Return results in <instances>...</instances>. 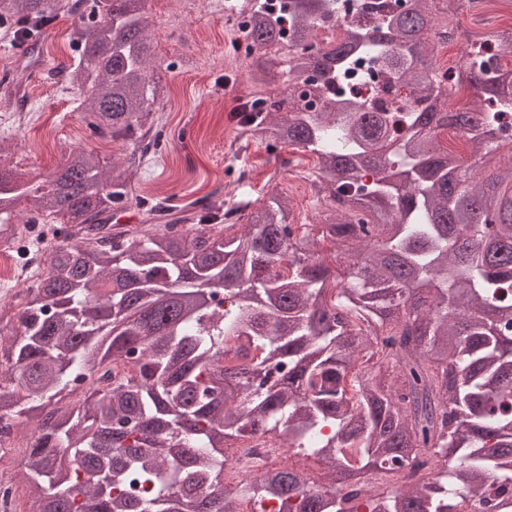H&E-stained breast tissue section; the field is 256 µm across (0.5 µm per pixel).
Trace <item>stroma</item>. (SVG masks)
I'll list each match as a JSON object with an SVG mask.
<instances>
[{"mask_svg": "<svg viewBox=\"0 0 512 512\" xmlns=\"http://www.w3.org/2000/svg\"><path fill=\"white\" fill-rule=\"evenodd\" d=\"M219 2L148 0L153 66L163 85L150 117L162 129V144L132 178V188L177 207L227 192L262 204L275 193L286 200L290 223H319L322 208L311 190L315 155L288 145L268 148L237 125L236 107L258 88L249 79L253 60L237 57ZM438 20L463 32H490L512 23V0H492L481 10L460 0L456 12L439 13ZM73 24L66 15L50 25L35 59L0 42V76L19 83L16 96H0V161L27 175L48 176L76 148L118 162L131 150L129 142L92 135L78 91L58 75L73 62ZM285 157L291 167L282 166Z\"/></svg>", "mask_w": 512, "mask_h": 512, "instance_id": "obj_1", "label": "stroma"}]
</instances>
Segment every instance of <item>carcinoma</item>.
I'll return each mask as SVG.
<instances>
[{
	"mask_svg": "<svg viewBox=\"0 0 512 512\" xmlns=\"http://www.w3.org/2000/svg\"><path fill=\"white\" fill-rule=\"evenodd\" d=\"M146 2L0 0L21 51L74 17L65 83L94 136L133 146L117 175L74 149L33 189L29 223L57 224L61 243L0 346V424L32 439L30 512H236L256 495L279 512H356L361 498L370 512H457L473 494L483 512H512V167L482 170L512 150L500 139L512 30L467 37L455 75L433 56L455 31L435 0H383L320 43L313 29L337 0L279 15L227 0L249 12L253 50L272 61L288 47L286 70L250 72L275 87L288 75V95L253 97L239 120L317 156L323 220L298 233L275 197L188 213L157 201L147 228L116 231L112 212L142 202L131 176L159 145ZM360 57L407 89L405 128L329 97ZM306 78L325 100L316 112L293 101ZM463 83L483 98L466 112L448 105ZM448 128L469 135L470 165L439 144ZM24 184L0 167V240L17 235ZM324 243L348 252L342 269L325 265ZM126 361L130 376L60 405ZM266 436L317 458L325 481L299 465L224 485V449Z\"/></svg>",
	"mask_w": 512,
	"mask_h": 512,
	"instance_id": "carcinoma-1",
	"label": "carcinoma"
}]
</instances>
